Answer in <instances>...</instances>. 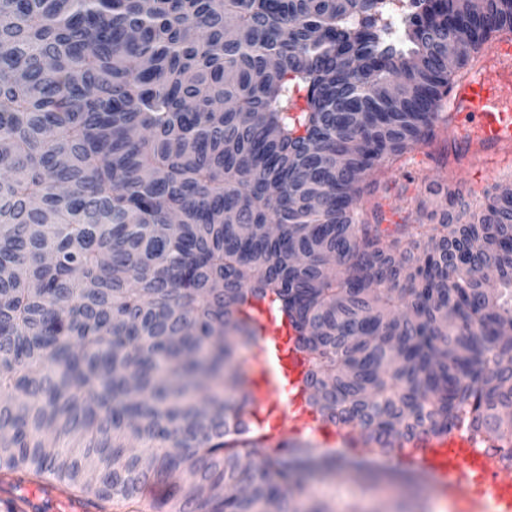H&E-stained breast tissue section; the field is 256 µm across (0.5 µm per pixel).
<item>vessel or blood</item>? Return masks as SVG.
Masks as SVG:
<instances>
[{"instance_id": "obj_1", "label": "vessel or blood", "mask_w": 512, "mask_h": 512, "mask_svg": "<svg viewBox=\"0 0 512 512\" xmlns=\"http://www.w3.org/2000/svg\"><path fill=\"white\" fill-rule=\"evenodd\" d=\"M459 129L448 166L472 174L491 175L512 169V37L488 43L477 66L452 84L445 106ZM253 324L272 347V360L253 364L248 387L250 421L269 425L275 446L294 439L324 438L325 426L312 417H291V406L304 403L308 365L296 351V332L288 318L278 317L264 302L253 304ZM405 465L426 473L444 488L455 512H483L491 497L498 512H512V464L495 451L478 448L476 440L424 438L403 454ZM55 512H93L87 501L50 483L23 486L22 493H0V512H34L42 499Z\"/></svg>"}]
</instances>
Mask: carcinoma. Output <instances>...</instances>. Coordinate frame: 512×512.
Segmentation results:
<instances>
[{"label": "carcinoma", "instance_id": "carcinoma-1", "mask_svg": "<svg viewBox=\"0 0 512 512\" xmlns=\"http://www.w3.org/2000/svg\"><path fill=\"white\" fill-rule=\"evenodd\" d=\"M507 32L512 0H0V479L302 512L310 449L258 439L226 367L252 297L375 455L462 413L511 431L512 192L433 183L435 224L376 201Z\"/></svg>", "mask_w": 512, "mask_h": 512}]
</instances>
